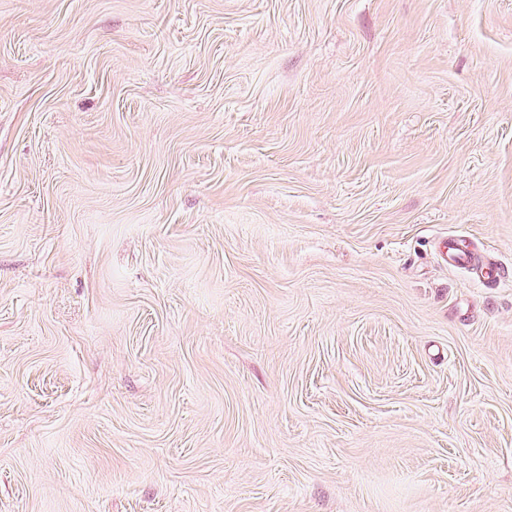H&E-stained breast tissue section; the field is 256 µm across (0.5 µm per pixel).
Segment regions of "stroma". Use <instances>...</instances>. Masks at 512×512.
<instances>
[{"instance_id": "obj_1", "label": "stroma", "mask_w": 512, "mask_h": 512, "mask_svg": "<svg viewBox=\"0 0 512 512\" xmlns=\"http://www.w3.org/2000/svg\"><path fill=\"white\" fill-rule=\"evenodd\" d=\"M0 512H512V0H0Z\"/></svg>"}]
</instances>
